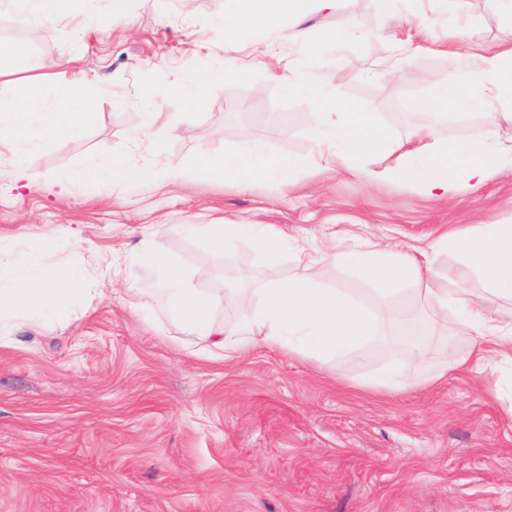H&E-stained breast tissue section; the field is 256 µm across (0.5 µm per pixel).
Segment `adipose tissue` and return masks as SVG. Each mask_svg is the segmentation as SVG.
<instances>
[{
    "label": "adipose tissue",
    "instance_id": "adipose-tissue-1",
    "mask_svg": "<svg viewBox=\"0 0 512 512\" xmlns=\"http://www.w3.org/2000/svg\"><path fill=\"white\" fill-rule=\"evenodd\" d=\"M229 2L235 23L260 29L280 18L296 15L304 0ZM498 89L512 93V47L469 55L454 90H437L424 107L435 112L487 108L491 92ZM299 91L323 109L319 156L353 170L357 168L358 154L384 146L387 137L371 114L336 98L329 84L314 81L301 85ZM92 106V99L80 85H64L48 100L41 79L27 80L12 95L0 96V124L9 127L8 134H0V149H8L16 163H23L36 141L49 138L63 142L78 135ZM508 141L512 142V130L503 129L497 113L490 112L488 127L478 138L449 147L421 145L415 150V160L409 168L426 189L446 193L456 182L485 180ZM201 164L213 177L231 178L245 185L258 177L289 174L294 162L284 155L252 150L206 157ZM79 175L111 183L149 176L173 180L179 173L163 168L150 170L112 158H94ZM177 230L185 237H203L216 245L251 235L269 253L278 252L288 243L287 233L271 224H181ZM448 252L464 259L483 283V293H473L442 278L437 261ZM150 263L166 293L175 298L183 328L229 353H241L260 343L302 360L318 362L359 354L373 342L389 339V320L372 313L340 289L322 285L318 270L333 263L347 266L376 284L379 304L385 309L395 306L405 286H413V294L424 311L411 328L418 338L417 344L371 371L362 380V387L400 389L411 371L422 373L425 382H434V374L428 371L429 341L447 330L452 321L461 329L479 324L489 337L490 347L472 352L474 365L512 364V321H504L490 303L494 297L512 300V224H481L441 235L426 247L406 251L393 250L378 242L344 243L316 253L297 248L295 269L288 282L261 289L259 301L250 304L244 318L228 328L212 319L215 300L187 288L183 273L170 261L156 255ZM6 266L10 278L0 287L1 335L7 331L8 319L22 311H33L48 322L63 307L77 305L73 285L83 275L81 262L61 268L51 279L44 275L43 256L38 252L9 255Z\"/></svg>",
    "mask_w": 512,
    "mask_h": 512
}]
</instances>
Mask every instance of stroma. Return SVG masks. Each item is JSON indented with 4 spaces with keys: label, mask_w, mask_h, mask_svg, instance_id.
Instances as JSON below:
<instances>
[{
    "label": "stroma",
    "mask_w": 512,
    "mask_h": 512,
    "mask_svg": "<svg viewBox=\"0 0 512 512\" xmlns=\"http://www.w3.org/2000/svg\"><path fill=\"white\" fill-rule=\"evenodd\" d=\"M497 0H360L349 12L310 6L253 30L225 0H76L33 28L0 10V68L81 80L95 97L80 136L31 147L25 171L0 157V250H39L47 272L87 261L76 308L51 323L22 313L0 342V512H512V367H455L486 339L478 328L434 338L446 378L399 391L361 379L394 353L303 361L257 345L224 354L189 336L145 257L160 254L207 297L243 299L287 281L294 248L359 233L422 246L446 230L512 224V173L445 197L403 175L423 130L428 144L483 133L482 111L434 120L421 103L454 86L460 54L512 44V27L486 25ZM352 29L325 42L319 65L299 34ZM463 32V42L452 40ZM204 101L154 99L173 76L192 83L221 66ZM335 74L337 97L372 114L388 143L368 166L397 179L367 182L336 162L313 165L321 109L289 84ZM162 112L168 130L146 124ZM262 149L295 162L296 186L275 176L239 186L196 170L185 179L103 185L74 175L93 155L183 167L205 155ZM179 224L284 225L291 246L271 255L252 237L216 248ZM249 281H239L241 270ZM322 283L372 308V283L341 266ZM135 283L149 304L132 311Z\"/></svg>",
    "instance_id": "obj_1"
}]
</instances>
